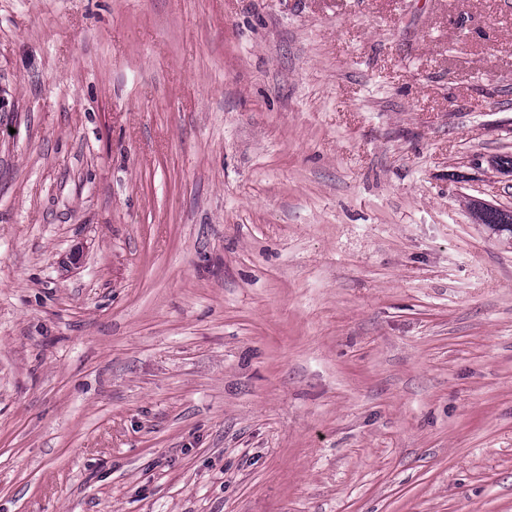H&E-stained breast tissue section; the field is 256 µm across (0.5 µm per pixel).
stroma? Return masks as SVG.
<instances>
[{"instance_id": "1", "label": "stroma", "mask_w": 512, "mask_h": 512, "mask_svg": "<svg viewBox=\"0 0 512 512\" xmlns=\"http://www.w3.org/2000/svg\"><path fill=\"white\" fill-rule=\"evenodd\" d=\"M512 0H0V512H512ZM475 217L476 219L477 217L482 219L484 224H488V226L512 233V211L490 207L486 208L482 216L475 210Z\"/></svg>"}]
</instances>
